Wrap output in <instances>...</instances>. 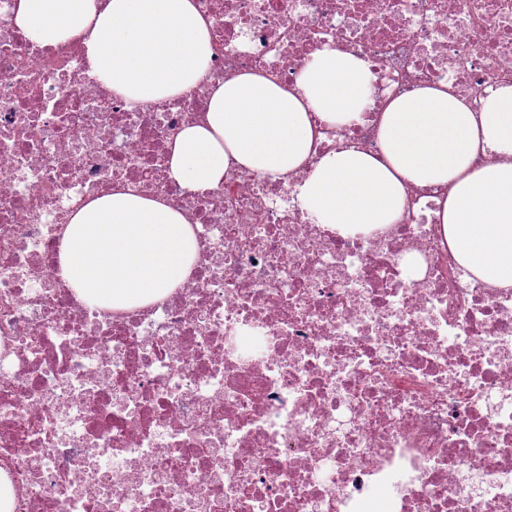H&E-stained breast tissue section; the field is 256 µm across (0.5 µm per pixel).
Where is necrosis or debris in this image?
Listing matches in <instances>:
<instances>
[{
    "mask_svg": "<svg viewBox=\"0 0 512 512\" xmlns=\"http://www.w3.org/2000/svg\"><path fill=\"white\" fill-rule=\"evenodd\" d=\"M211 60L132 104L80 43L43 46L0 0V469L11 512H512V288L459 264L444 186L342 235L296 187L326 153L380 154L394 98L451 83L479 108L512 77V0H195ZM374 77L359 122L320 123L273 180L199 194L168 148L245 72L294 84L318 52ZM128 189L193 225L188 278L130 310L86 303L58 242Z\"/></svg>",
    "mask_w": 512,
    "mask_h": 512,
    "instance_id": "necrosis-or-debris-1",
    "label": "necrosis or debris"
}]
</instances>
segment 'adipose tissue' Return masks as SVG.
<instances>
[{
  "label": "adipose tissue",
  "mask_w": 512,
  "mask_h": 512,
  "mask_svg": "<svg viewBox=\"0 0 512 512\" xmlns=\"http://www.w3.org/2000/svg\"><path fill=\"white\" fill-rule=\"evenodd\" d=\"M16 24L33 41L81 40L92 72L118 96L156 102L193 86L210 60V24L193 0H17ZM372 74L356 57L325 50L295 85L245 72L215 89L204 123L169 147L168 173L204 193L230 167L280 178L309 157L313 118L358 121ZM381 156L353 148L324 155L298 188L316 223L347 233L388 224L407 186H448L439 217L458 262L512 288V84L479 110L446 83L393 99L381 116ZM498 155L476 165L478 148ZM196 242L186 216L129 191L90 199L66 225L59 277L89 303L129 309L155 301L189 276Z\"/></svg>",
  "instance_id": "1"
}]
</instances>
